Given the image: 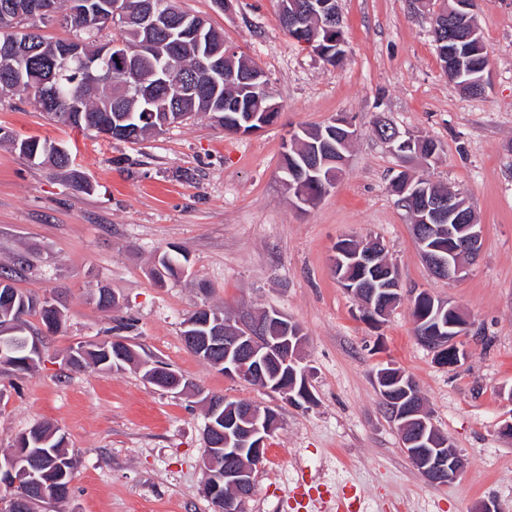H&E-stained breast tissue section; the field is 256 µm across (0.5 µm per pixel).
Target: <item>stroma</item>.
Masks as SVG:
<instances>
[{
	"instance_id": "obj_1",
	"label": "stroma",
	"mask_w": 512,
	"mask_h": 512,
	"mask_svg": "<svg viewBox=\"0 0 512 512\" xmlns=\"http://www.w3.org/2000/svg\"><path fill=\"white\" fill-rule=\"evenodd\" d=\"M263 68L281 105L277 124L228 135L198 115L138 143L53 122L25 93L0 97V130L64 146L67 168L36 164L0 141V268L14 285L64 305L42 360L0 369V456L41 421L65 436L74 460L69 497L37 512H213L206 480L200 394L244 400L280 415L255 473L245 512H326L354 487L357 512H512V0H480L489 51L482 95L445 75L417 0H339L346 56L331 65L281 28L277 0H177ZM346 116L357 135L335 189L299 208L281 179L291 133ZM436 141L438 160H414L416 176L460 194L484 227L464 276L434 278L409 214L389 191L401 159L374 133L378 117ZM91 185L81 192L74 175ZM372 237L401 283L387 320H363L338 283L336 242ZM188 253L185 275L160 284L154 270L171 246ZM116 296L103 310L99 289ZM456 305L470 322L467 356L439 364L415 335L420 290ZM202 305L235 314L275 308L302 329L301 365L312 404L295 407L232 379L191 352L182 330ZM140 356L187 381L167 391L127 369L72 370L66 354L113 336L118 322ZM393 366L416 381L434 427L458 448L454 482L426 481L401 447L376 387Z\"/></svg>"
}]
</instances>
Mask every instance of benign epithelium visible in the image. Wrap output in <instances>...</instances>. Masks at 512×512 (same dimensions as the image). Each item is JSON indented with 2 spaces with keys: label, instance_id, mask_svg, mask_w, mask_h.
I'll return each mask as SVG.
<instances>
[{
  "label": "benign epithelium",
  "instance_id": "7a95c632",
  "mask_svg": "<svg viewBox=\"0 0 512 512\" xmlns=\"http://www.w3.org/2000/svg\"><path fill=\"white\" fill-rule=\"evenodd\" d=\"M456 8H443L433 14V24L437 30V45L443 58L442 66L452 82L460 79L463 57L467 54V43L478 36L479 29L475 17L474 0H454ZM25 7L34 13L43 15L47 20L64 24L77 13L87 14L98 11V18L121 26H134L146 37L134 45L127 43H100L91 61L85 60V42L71 39L62 43L55 55L64 60L85 62L86 87L94 89L103 80L112 77V61L118 69L133 81L136 94L134 101H152L156 88L166 85L170 78L174 55L163 44L155 41L152 34L163 31L168 40L178 44L189 41L201 46L203 39L209 38L208 26L204 19L185 15L171 8L167 0H102L97 5L91 0H68L63 8H58L51 0H29ZM279 14L288 29L300 38L302 45L323 60L345 47V39L335 41L332 34L343 32L337 0H279ZM238 51L228 46L217 51L198 54L200 67L205 71L206 82L189 83L180 88L185 97L206 96L212 88H219L228 82H240L252 90L266 91L267 80L263 69L255 63H247L240 69L235 68ZM153 64L152 75L156 81L148 86L140 78L141 64ZM266 106L246 120V125L238 128V133L247 135L273 125L280 112V105L271 97H265ZM336 138L348 141L356 135L353 124L343 116L334 118ZM419 143L417 136L409 132L394 131L386 141L396 152L415 148ZM328 161L318 151H311L303 160V167L290 172L283 179L292 195L299 203L311 207L320 199L304 191L302 184L315 179L322 173ZM394 194L413 204L411 212L413 233L418 242L424 245L421 250L423 259L430 272L437 278L450 282L462 277L465 272L462 259L473 261L480 251L482 227L476 223L474 215L461 211L453 196H431L418 180L398 174L392 179ZM453 223L459 228V234H450L448 241L439 245L428 242L442 234L443 224ZM384 257V248L376 241L360 243L353 255L362 266L376 270L379 259ZM381 295L375 303L368 304L364 316L372 321L386 318L394 302L391 292L400 290L398 276L393 267L388 272L375 274ZM448 312L453 320L448 324V334L440 329L420 328L422 342L430 347L441 365L456 368L461 363V337L466 335L468 320L452 304L439 302L437 313ZM276 323L281 335H268L270 323ZM292 320L276 309H268L257 315H242L235 321L224 320L222 336H189L187 340L199 353L207 356L224 355L217 365L224 367V375L232 379H243L259 384L277 394L287 403L296 405L303 401L310 403L308 379L305 368L299 366L297 356L303 338L290 335ZM276 364L289 365L288 371L293 380L301 383V388L277 380L272 374ZM138 369L151 368V374L159 380L171 379L176 373L159 366L152 368L151 363L141 356L130 362ZM395 381L403 392V404L389 406L392 418L397 425L402 449L419 472L428 481L446 484L457 479L463 470V463L457 448L448 438L439 434L430 423L428 414L419 406V391L413 379L404 373L384 371L378 374L377 382ZM202 404L207 414L205 435L208 438L222 436L221 447L224 450V493L212 482H205L204 496L210 501L214 512H243L246 501L252 496L254 486L252 475L265 458L269 438L279 428L277 413L267 409L260 411L254 406L240 404L217 405L212 396L203 397ZM26 457L18 451L12 452L0 463V483L10 488H23L32 484L35 470L25 463Z\"/></svg>",
  "mask_w": 512,
  "mask_h": 512
}]
</instances>
